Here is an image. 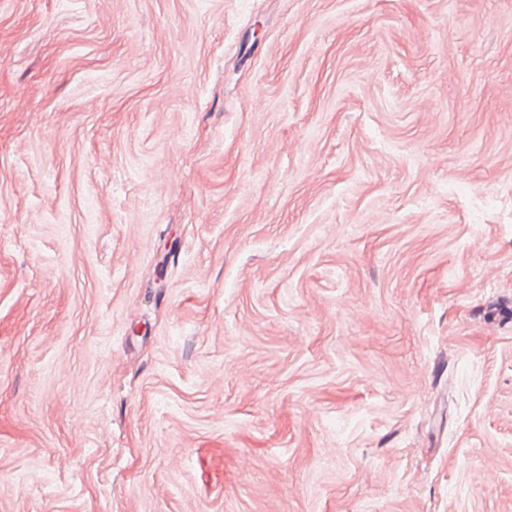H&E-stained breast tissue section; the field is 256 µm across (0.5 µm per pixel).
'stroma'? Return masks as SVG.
I'll use <instances>...</instances> for the list:
<instances>
[{"label":"stroma","mask_w":512,"mask_h":512,"mask_svg":"<svg viewBox=\"0 0 512 512\" xmlns=\"http://www.w3.org/2000/svg\"><path fill=\"white\" fill-rule=\"evenodd\" d=\"M0 512H512V0H0Z\"/></svg>","instance_id":"stroma-1"}]
</instances>
